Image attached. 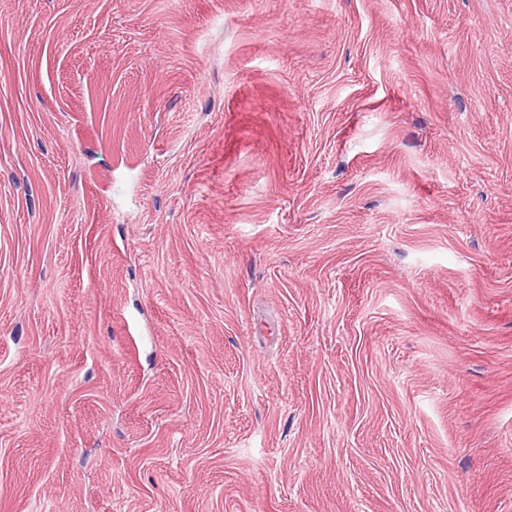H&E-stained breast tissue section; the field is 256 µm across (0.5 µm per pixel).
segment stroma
Wrapping results in <instances>:
<instances>
[{
  "instance_id": "stroma-1",
  "label": "stroma",
  "mask_w": 512,
  "mask_h": 512,
  "mask_svg": "<svg viewBox=\"0 0 512 512\" xmlns=\"http://www.w3.org/2000/svg\"><path fill=\"white\" fill-rule=\"evenodd\" d=\"M0 512H512V0H0Z\"/></svg>"
}]
</instances>
